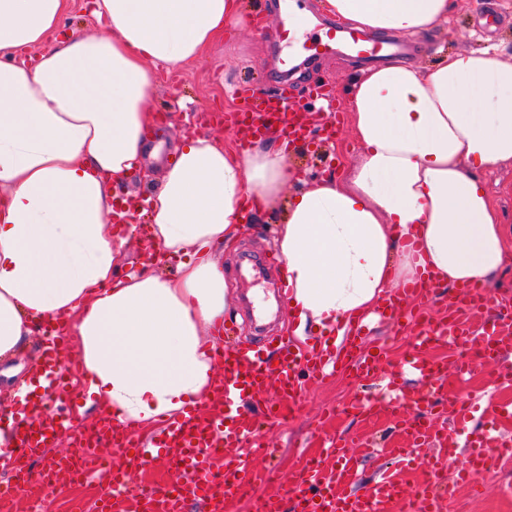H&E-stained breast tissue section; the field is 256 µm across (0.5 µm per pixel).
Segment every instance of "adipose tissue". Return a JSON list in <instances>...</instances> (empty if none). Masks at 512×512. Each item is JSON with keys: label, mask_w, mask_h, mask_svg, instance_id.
<instances>
[{"label": "adipose tissue", "mask_w": 512, "mask_h": 512, "mask_svg": "<svg viewBox=\"0 0 512 512\" xmlns=\"http://www.w3.org/2000/svg\"><path fill=\"white\" fill-rule=\"evenodd\" d=\"M379 35L448 26L453 0H319ZM71 0H0V376L18 395L38 378L16 356L47 321L74 340L87 406L143 435L191 404L217 406L212 350L235 292L217 249L251 211L282 212L294 331L345 334L389 294L431 273L440 286L488 288L512 269V226L483 170L512 164V62L442 53L417 66L361 69L346 109L359 154L342 176L286 195L275 140L246 151L197 135L151 185V265L120 279L127 239L110 221L115 180L139 167L157 71L196 59L251 18L239 0H95L110 33H54ZM41 47L34 64L19 49ZM177 259L174 275L162 271Z\"/></svg>", "instance_id": "adipose-tissue-1"}]
</instances>
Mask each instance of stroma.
<instances>
[{
	"instance_id": "obj_1",
	"label": "stroma",
	"mask_w": 512,
	"mask_h": 512,
	"mask_svg": "<svg viewBox=\"0 0 512 512\" xmlns=\"http://www.w3.org/2000/svg\"><path fill=\"white\" fill-rule=\"evenodd\" d=\"M246 13L255 17L261 35L235 28L226 29L199 59L172 69L161 70L158 87L148 107L158 115L153 132L155 141L163 142L159 159H147L144 166L154 178H161L165 167L174 160L173 147L181 141L185 116L196 119L197 132L233 143L237 140L234 128L224 124V117L234 115L242 101L235 88L252 83L256 97L264 98L281 89H288L292 99L306 102L310 91L318 84L335 89L337 108L344 107L346 91L362 61L353 57L322 56L303 62L300 55H289L280 40L282 22L288 19L282 10V0H241ZM417 52L411 63L426 65L438 57L439 48L455 51L495 47L497 55L512 61V0H457L450 30L436 29L417 35ZM333 159L321 163L312 151H292L288 162L293 176L340 172L342 165L352 162L359 151L348 124H338ZM281 214H269L258 223L241 225L235 249L224 253V272L231 279L236 301L225 326L231 327L230 341L242 346H268L277 337L293 330L289 304L282 300L277 277L267 259L275 253V231ZM367 345H379L386 356L375 374L352 380L339 375L331 379L315 378L300 373L302 385L297 409L277 424L261 423L258 439L272 450L271 455L257 458L260 469H275L277 490L282 495L281 512H295L296 499L291 491L292 473L303 467L310 458H322L325 468L335 463L323 459L325 439L340 437L349 444L370 440L374 451L361 454L358 466L360 483L371 482L382 467H395L396 448L402 447L404 436L396 423L397 414L413 417L417 410L410 403L393 405L390 393L382 382L393 366L413 351V339L400 335L396 325L383 320L371 329ZM512 365V348L498 358L486 362L464 382L448 380L446 389L437 391L432 400L431 419L436 427L448 422V400L457 394H487L501 401L512 402V385L502 384L500 371ZM367 395L377 399L380 410L374 416L354 415L344 410L346 399ZM467 448L440 457L446 477L439 502L440 512H512V492H505L501 479L512 475V461L490 459L480 481L479 491L457 484L456 472L467 462ZM29 484L41 491V499L50 512H68L70 499L92 503L98 498L97 481L84 485L58 483L43 485L39 469H32Z\"/></svg>"
}]
</instances>
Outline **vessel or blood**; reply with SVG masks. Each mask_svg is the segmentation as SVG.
Here are the masks:
<instances>
[{
    "label": "vessel or blood",
    "instance_id": "1",
    "mask_svg": "<svg viewBox=\"0 0 512 512\" xmlns=\"http://www.w3.org/2000/svg\"><path fill=\"white\" fill-rule=\"evenodd\" d=\"M302 52L312 56L350 53L365 60H377L384 56L405 52L402 44L387 43L375 39L370 33L348 30L341 26H322L321 33L301 47ZM271 115L284 132L288 141L304 137L305 130L294 120L285 96L267 99L262 109L250 110L254 124L249 128L250 136L261 135L263 115ZM428 293L424 283L417 282L398 289L395 298L388 304L389 319L394 321H416L420 315L414 303ZM364 325L361 320L350 321L348 332L341 342L343 352L332 362L322 360L317 351L295 353L288 337H280L278 347L282 352L279 361L263 357L261 350L254 348L227 347L218 356L224 364V376L220 396V410L202 412L198 405L188 406L179 416L169 418L163 424L156 441L149 445L137 443V431L129 424H117L112 419L101 418L95 423L97 429L112 434L115 456L132 463L147 465L159 458H167L173 465L183 466L190 475L188 482H174L163 487H153L140 493H131L125 470L114 469L106 479L108 494L102 499L104 512H187L195 501L209 505L210 512H224L229 499L241 495L255 483L270 482L271 473L259 471L255 459L262 449L255 438V421L246 411V404L268 388H276L282 401L266 406L269 419H281L286 406L296 403L300 395L298 369L312 373L327 374L347 369L357 377L373 374L381 360L380 355L363 352ZM60 331L46 332L44 357V380L48 390L61 392L66 387L68 367L59 361L55 345ZM512 331L502 324L493 323L482 331H474L456 314H448L416 339L418 352L396 367V374L406 372L417 375L430 385H442L446 378L444 367L422 355L433 340L477 341L484 359L491 360L500 353L505 338ZM8 425L12 449L5 458L7 471L11 474L14 488H21L27 481L32 464H39L44 474L65 473L73 479H84L95 475L101 459L97 442L79 435L73 439L72 451L64 456L50 457L53 435L68 429L70 420L62 408L44 409L39 393L27 394L21 409L13 411L11 418L0 415V426ZM405 434L406 446L399 451L402 468H410L414 458L411 448L428 444L433 431L426 417L400 420ZM231 443L236 449L233 459L219 461V448ZM492 450L489 440L473 443L470 461L458 472L456 479L471 483L472 478L484 466ZM324 452L336 462L332 470H324L321 463L314 462L304 467L295 476L292 491L296 496L298 512H385L390 504H408L411 512H436L440 499V469L437 462L425 465V478L416 501H409L403 482L397 472L385 470L372 483L357 484V459L350 453L346 443L329 440Z\"/></svg>",
    "mask_w": 512,
    "mask_h": 512
}]
</instances>
